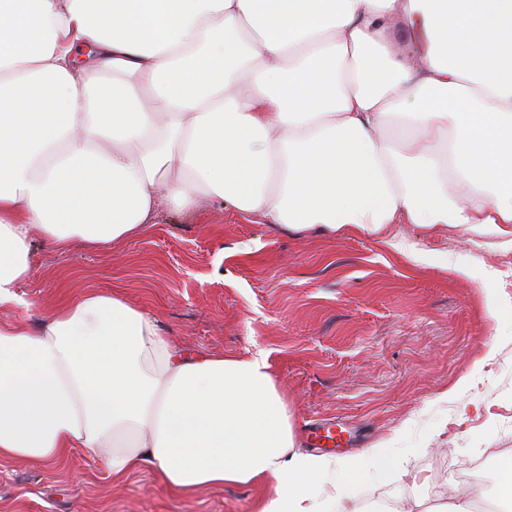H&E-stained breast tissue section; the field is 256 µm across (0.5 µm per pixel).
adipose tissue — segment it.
<instances>
[{"label": "adipose tissue", "mask_w": 512, "mask_h": 512, "mask_svg": "<svg viewBox=\"0 0 512 512\" xmlns=\"http://www.w3.org/2000/svg\"><path fill=\"white\" fill-rule=\"evenodd\" d=\"M203 196L335 233L512 224V0H0V309L31 307L35 237L109 247ZM75 452L271 485L259 512L391 459L294 451L265 357L177 349L97 289L0 323V458Z\"/></svg>", "instance_id": "1"}]
</instances>
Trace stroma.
<instances>
[{"label":"stroma","instance_id":"1","mask_svg":"<svg viewBox=\"0 0 512 512\" xmlns=\"http://www.w3.org/2000/svg\"><path fill=\"white\" fill-rule=\"evenodd\" d=\"M86 289L117 291L182 350L264 354L288 396L295 450L336 457L390 448L393 466L326 476L319 502L348 495L409 512L463 486L490 503L477 449L512 456V233L394 224L380 233L257 224L220 205L162 213L103 249L34 246L21 291L39 313ZM319 424L358 442L319 444ZM260 490L176 495L141 471L112 482L101 463L0 460V512H258Z\"/></svg>","mask_w":512,"mask_h":512}]
</instances>
